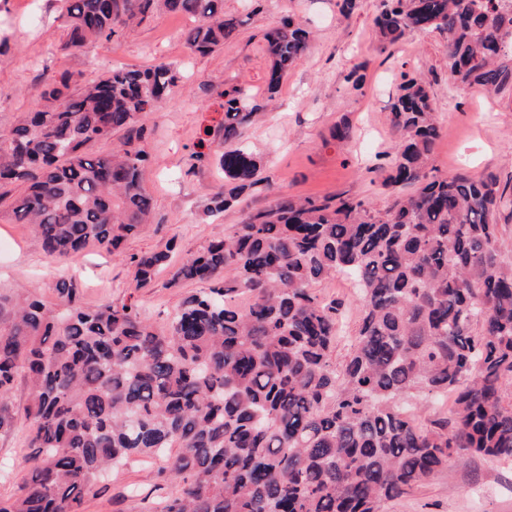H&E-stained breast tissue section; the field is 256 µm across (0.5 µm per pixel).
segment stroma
<instances>
[{
    "instance_id": "obj_1",
    "label": "stroma",
    "mask_w": 512,
    "mask_h": 512,
    "mask_svg": "<svg viewBox=\"0 0 512 512\" xmlns=\"http://www.w3.org/2000/svg\"><path fill=\"white\" fill-rule=\"evenodd\" d=\"M350 18H342L336 0H224V13L243 18L234 39L215 51L192 53L182 36L189 19L160 14L134 32L87 47L76 55L62 44L67 30L63 0H0V132L35 110L44 75L68 71L83 83L112 67H151L161 63L179 70L182 78L171 99L147 118L146 149L151 165L146 185L153 199V222L128 239L120 253L89 247L70 261L48 257L32 225L18 222L10 200L0 201V289L21 285L36 289L55 303L58 280H75L87 307L135 298L156 330L169 327L170 317L192 287L170 286L168 272L158 274L145 289L135 290L130 255L164 249L176 240L180 255L203 249L214 238L230 234L245 212L269 206L276 195L321 199L339 194L387 207L396 194L376 182L372 169L379 154L391 151L394 136L389 103L402 73L427 81L443 136L431 166L434 175L465 172L494 175L512 187V95L491 96L480 89L448 87L446 37L434 31L410 33L386 52L377 49L372 20L379 0H356ZM294 16L313 34L302 61L284 79L275 106L263 111L245 132L251 151L263 161L261 185L241 206L214 216L210 198L224 182L215 160L192 162L190 155L203 137L220 143L224 90L239 87L253 100L267 96L269 61L265 31L284 15ZM363 65L365 82L353 89L345 80ZM352 128L351 139L334 140L338 122ZM317 294L344 302L340 338L332 354L346 360L356 331L358 312L353 284L342 277L318 283ZM30 428L18 421L0 437V496L17 492L26 470L18 453ZM160 482L156 465L137 462L112 473L108 487L85 505V512H125L123 496L137 489L143 496L139 512H151ZM383 512H512V464H493L458 454L447 470L410 494L385 502Z\"/></svg>"
}]
</instances>
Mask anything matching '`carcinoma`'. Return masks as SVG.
Returning a JSON list of instances; mask_svg holds the SVG:
<instances>
[{
  "instance_id": "1",
  "label": "carcinoma",
  "mask_w": 512,
  "mask_h": 512,
  "mask_svg": "<svg viewBox=\"0 0 512 512\" xmlns=\"http://www.w3.org/2000/svg\"><path fill=\"white\" fill-rule=\"evenodd\" d=\"M80 53L157 12L193 25L201 55L244 20L224 0H64ZM378 50L410 32L446 34L448 77L491 95L512 92V0H381ZM268 98L305 57L310 35L292 17L264 35ZM180 81L165 64L116 66L75 86L47 78L38 109L0 133V188H24L13 214L35 225L43 251L66 261L89 244L116 253L150 223L144 118ZM224 186L208 210L241 205L261 179L245 130L263 105L223 93ZM397 140L382 186H415L380 210L336 195L278 196L235 231L176 260L177 244L130 257L136 287L162 271L184 296L164 334L140 306H83L72 281L57 303L0 293V436L16 427L15 379L28 388V477L0 512H84L106 471L159 459L173 487L156 512H380L469 453L512 462V262L499 216L512 192L496 177H428L442 127L426 82L402 75L389 112ZM122 134L108 153L93 146ZM341 274L358 288L355 344L332 361L341 304L314 285ZM453 395L420 426L411 398Z\"/></svg>"
}]
</instances>
